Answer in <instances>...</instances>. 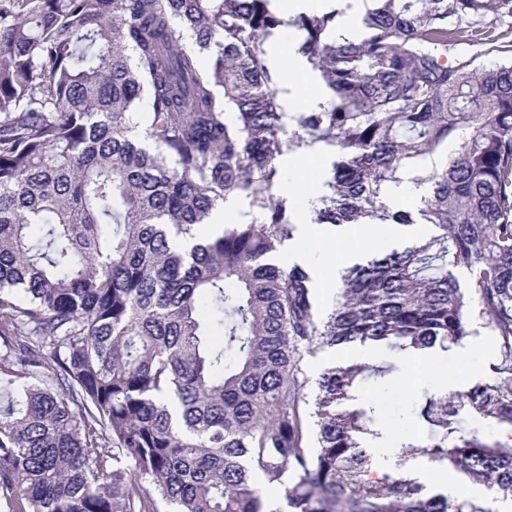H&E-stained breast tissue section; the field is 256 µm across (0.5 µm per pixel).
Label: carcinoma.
<instances>
[{
  "instance_id": "cac0c4a2",
  "label": "carcinoma",
  "mask_w": 512,
  "mask_h": 512,
  "mask_svg": "<svg viewBox=\"0 0 512 512\" xmlns=\"http://www.w3.org/2000/svg\"><path fill=\"white\" fill-rule=\"evenodd\" d=\"M273 4L0 0V512H493L428 489L417 454L512 500V441L461 427L512 433V0H372L353 39ZM286 23L328 91L291 131L266 64ZM451 140L430 194L392 209ZM302 142L337 150L313 223L431 228L343 268L324 317L309 267L275 260L297 229L277 159ZM230 194L261 223L174 246ZM479 328L487 376L425 392L428 440L389 467L358 390L394 363L304 392L307 353H446Z\"/></svg>"
}]
</instances>
